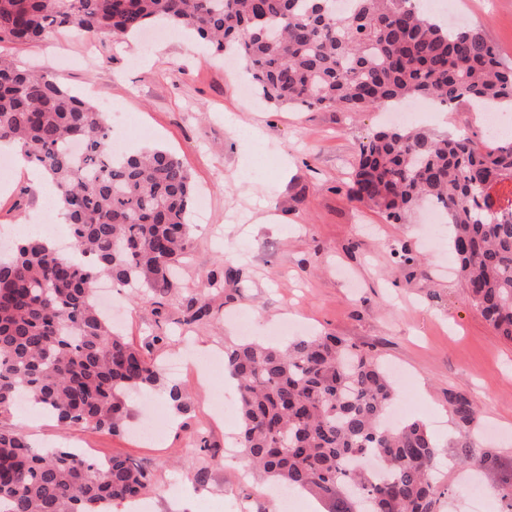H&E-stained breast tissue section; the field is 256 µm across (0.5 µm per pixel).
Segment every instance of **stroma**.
Instances as JSON below:
<instances>
[{
    "label": "stroma",
    "instance_id": "35a3bbf8",
    "mask_svg": "<svg viewBox=\"0 0 512 512\" xmlns=\"http://www.w3.org/2000/svg\"><path fill=\"white\" fill-rule=\"evenodd\" d=\"M435 12L482 30L512 64V0H439ZM0 54L49 71L100 109L125 113L127 152L150 146L172 151L206 199L165 318L154 314L149 291L112 293L118 328L131 342L140 347L146 336H164L149 357L164 363L190 348L223 362L225 340L238 336L229 320L248 308L257 337L288 322L296 336L326 332L375 345L384 362L406 376L409 385L399 397L410 418L429 423L440 449L458 434L446 394H467L480 409L479 436L512 460V342L496 336L463 290L453 271L448 225L431 223L422 209L390 224L346 196L360 145L386 123L380 110L300 111L262 102L244 94L242 63L227 65L196 36L172 29L147 31L124 48L107 36L58 32L31 45L0 43ZM404 125L437 136L482 130L469 109L417 103ZM284 159L289 173L282 180L277 171ZM49 199V190L18 172L12 155L0 154V225H15L18 235H26L31 215ZM404 243L421 255L420 266L399 261ZM228 259L241 269L233 300L213 297L214 320L167 336L184 297ZM172 379L186 390L184 410L159 388L130 404L133 415L153 409L165 417L164 432L152 441L62 428L22 410L14 421L32 442L78 441L148 470V512H201L205 505L224 512L225 500L235 497L245 500L247 512H272L273 482L255 473L249 484H239L244 459H224L240 418L224 414L230 389L223 374L205 382L184 367ZM199 433L207 448L183 453L185 438Z\"/></svg>",
    "mask_w": 512,
    "mask_h": 512
}]
</instances>
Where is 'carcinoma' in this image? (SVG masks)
<instances>
[{
    "mask_svg": "<svg viewBox=\"0 0 512 512\" xmlns=\"http://www.w3.org/2000/svg\"><path fill=\"white\" fill-rule=\"evenodd\" d=\"M0 0V42L51 32L118 36L152 24L186 30L244 61L268 102L365 112L406 98L499 110L512 105V67L481 30L445 27L414 0ZM105 113L47 74L0 56V141H20L47 174L74 248L39 235L0 260V417L20 398L64 426L118 432L128 399L151 390L158 366L114 332L95 302L98 281L162 298L193 243L194 184L172 152L116 156ZM512 135L478 139L383 129L362 144L349 199L400 224L414 207L440 212L461 284L497 336L512 342ZM227 264L188 297L176 324L213 317L212 292L235 283ZM241 420L239 448L255 471L329 504L328 512H440L439 450L426 424L387 422L399 386L371 350L317 334L285 346L224 343ZM459 437L454 465L493 478L498 512H512V466L472 439L479 412L448 390ZM371 454L384 474L356 466ZM152 476L121 457L105 466L70 448H41L0 427V512H112L145 495Z\"/></svg>",
    "mask_w": 512,
    "mask_h": 512,
    "instance_id": "cac0c4a2",
    "label": "carcinoma"
}]
</instances>
